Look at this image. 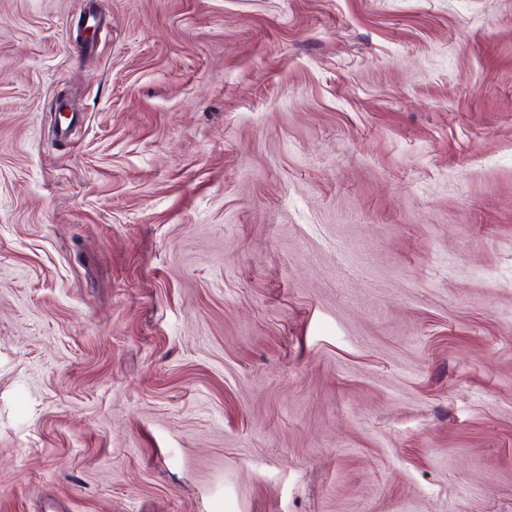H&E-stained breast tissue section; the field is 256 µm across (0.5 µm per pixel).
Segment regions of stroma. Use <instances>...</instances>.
<instances>
[{"label": "stroma", "mask_w": 512, "mask_h": 512, "mask_svg": "<svg viewBox=\"0 0 512 512\" xmlns=\"http://www.w3.org/2000/svg\"><path fill=\"white\" fill-rule=\"evenodd\" d=\"M0 512H512V0H0Z\"/></svg>", "instance_id": "35a3bbf8"}]
</instances>
